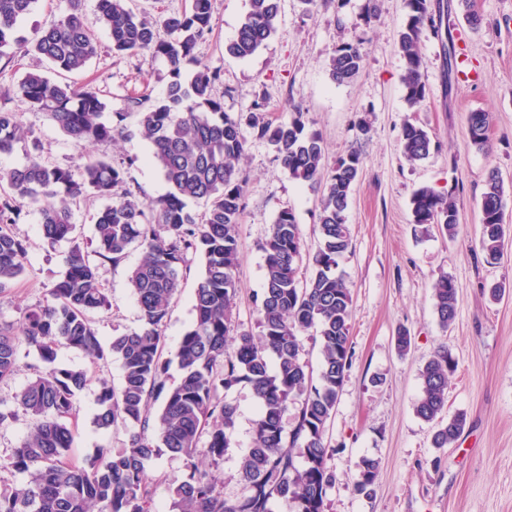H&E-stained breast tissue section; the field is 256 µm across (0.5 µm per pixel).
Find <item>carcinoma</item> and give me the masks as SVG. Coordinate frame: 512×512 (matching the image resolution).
<instances>
[{
    "label": "carcinoma",
    "instance_id": "1",
    "mask_svg": "<svg viewBox=\"0 0 512 512\" xmlns=\"http://www.w3.org/2000/svg\"><path fill=\"white\" fill-rule=\"evenodd\" d=\"M35 0H0V56L17 47L49 62L61 76L81 73L97 54L94 25L108 32L115 53L147 50L170 64L166 93L157 101L130 100L138 115L139 134L151 147V159L168 186L151 203L131 189L124 163L108 156H91L77 170L33 157L20 167L0 172L7 191L0 197V294L15 286L28 265L27 245L10 229L20 216L19 203L39 205L41 232L53 244L75 239L72 205L90 199L108 204L95 217L96 247L74 244L64 270L46 299L25 310L15 322H0V382L17 370L20 344L34 349L44 370L34 374L13 396L16 409L0 411V425L18 414L30 418V431L0 469L22 476L0 486V512H154V482L147 470L166 451L182 459L183 479L172 488L169 512H275L278 503H292L294 512H325L327 490L336 477L327 464L326 430L345 372L352 363L351 290L339 261L348 252L347 211L362 168V154L350 151L335 165H324L321 135L306 129L302 113L287 123L268 117L257 99L247 115L224 111L213 96L221 72L195 61L198 42L212 32V0H192L191 9L177 16L150 21L135 13L128 0H96L87 18L82 0H70V12L31 41L18 35L17 23ZM250 8L229 55L247 59L276 32L281 0H249ZM408 17L397 34L404 59V99L409 108L426 99L420 37L425 28L441 33L443 0H407ZM168 38L159 36V29ZM359 45L344 43L331 58L329 74L348 83L360 72ZM195 65L190 81L182 67ZM0 154L25 145L30 130L17 113L5 107L16 100L54 121L80 148L110 142L123 129L128 113L103 120L105 103L87 84L51 79L28 72L16 84L0 87ZM490 114L471 112L468 132L473 145L488 141ZM267 143L274 157L295 179L323 186L319 207V247L312 256L313 275L301 279L302 240L292 210H281L269 225L262 249L265 288L255 300L259 336L231 335L238 289L235 274L241 263L237 227L244 209L245 178L235 163L246 150L243 127ZM405 158H427L435 144L429 133L412 123L403 126ZM204 205L197 212L190 203ZM413 224L423 233L437 227L449 239L458 233L459 215L450 195L421 187L412 197ZM480 248L489 265L507 255L504 215L507 200L499 172H488L481 195ZM142 249L129 285L136 297L139 328L102 344L92 319L111 307L104 288L105 263H121L132 245ZM201 278L193 299L194 318L184 332L174 358L164 355L163 334L173 299L194 260ZM432 297L442 328L453 323L457 293L453 281L440 276ZM312 333L321 363L313 369L302 360V334ZM84 353L96 368L117 355L123 379L115 388L102 376L58 362V350ZM182 371L179 384L167 383L171 363ZM456 358L442 345L420 369V399L416 415L436 424L435 448H447L460 436L466 415H445L448 383ZM96 384L95 423L101 430L122 423L139 427L128 446L116 450L102 443L80 460L71 455L75 392ZM245 383L255 397L259 415L252 445L242 458L244 493L224 498L219 470L231 444L237 408L224 393ZM155 413H150L154 404ZM294 408L295 424L285 431L283 416ZM378 464L362 459L353 489L374 491Z\"/></svg>",
    "mask_w": 512,
    "mask_h": 512
}]
</instances>
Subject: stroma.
Listing matches in <instances>:
<instances>
[{"label":"stroma","mask_w":512,"mask_h":512,"mask_svg":"<svg viewBox=\"0 0 512 512\" xmlns=\"http://www.w3.org/2000/svg\"><path fill=\"white\" fill-rule=\"evenodd\" d=\"M365 3L346 0L341 6L337 0H318L309 13L301 0H282L275 33L253 56L239 60L224 47L244 18L248 0H213V31L194 55L222 72L213 93L225 111L248 112L260 98L274 121L302 113L307 126L321 134L330 166L351 149L362 152L363 167L347 212L350 247L338 268L351 289L353 357L327 435L328 465L336 474L327 492V512H512V259L488 265L479 244L480 199L489 170H498L503 179L506 223L512 228V0H472L483 18L476 30L465 22L458 0H448V39L428 30L421 34L428 95L413 111L404 100L405 64L396 47L406 0H378L370 18ZM93 34L99 49L84 77L108 112H127L136 97L164 95L169 81L165 59L146 51L115 54L105 29L94 27ZM347 42L361 45L364 62L354 81L338 84L330 79L328 64ZM450 50L463 59L469 80L447 78ZM16 111L32 135L12 155L0 156V168L23 166L33 156L75 169L83 166L87 153L57 124L21 105ZM474 111L492 116L489 145L483 149L468 137L467 118ZM408 122L427 130L436 144L426 159L413 164L404 159L400 145ZM362 123L368 135L360 134ZM96 151L124 162L128 182L142 201L166 192L149 160V146L138 134L136 115L128 114L123 137ZM238 167L247 183L238 235L235 324L238 331L254 333L268 227L281 210H292L303 255L312 257L319 244L321 190L291 178L266 142L253 137ZM423 186L440 193L455 190L460 224L455 239L435 230L416 231L411 198ZM102 206L97 200L74 208L75 241L51 244L41 234L37 206L23 205L12 230L28 246L29 266L19 283L0 295V321H15L45 299L73 242L94 237L95 215ZM141 257L134 245L123 263L102 269L112 308L93 319L103 343L140 325L128 275ZM199 274V264H192L181 282L165 329L168 352H175L193 319ZM444 274L453 280L458 299L456 318L446 329L432 298V286ZM495 283L507 287L496 301L488 294ZM401 329L411 338L403 355L395 342ZM444 343L457 360L447 411L465 413L466 424L451 447L437 449L431 444L432 424L416 416L414 404L421 391L419 370ZM226 398L237 407L236 430L221 466L224 496L232 500L243 490L240 459L252 443L257 409L247 386L234 387ZM74 406V456L91 454L105 440L116 449L127 447L132 427L96 430L94 387L76 392ZM365 457L379 463L368 496L351 485Z\"/></svg>","instance_id":"1"}]
</instances>
